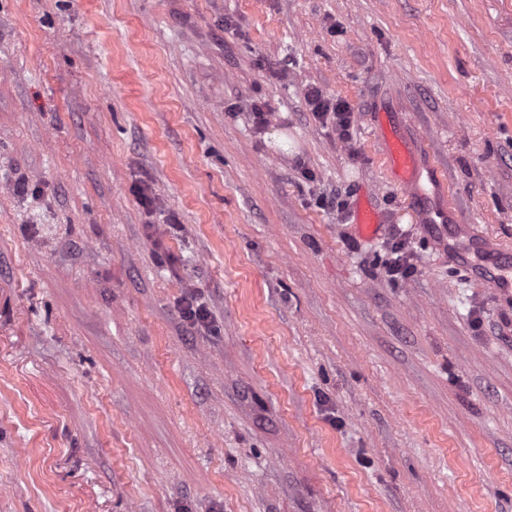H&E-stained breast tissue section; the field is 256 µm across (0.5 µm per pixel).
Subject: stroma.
I'll return each instance as SVG.
<instances>
[{"mask_svg":"<svg viewBox=\"0 0 512 512\" xmlns=\"http://www.w3.org/2000/svg\"><path fill=\"white\" fill-rule=\"evenodd\" d=\"M388 118L512 244V0H0V512H512V305L355 229ZM305 97L320 125L336 131L338 138L345 143L353 140L354 117L346 103L330 99L317 87H308ZM390 248L388 258L381 263L380 267L384 275L391 281H403L414 276L416 266L406 248L405 231L399 225L389 239Z\"/></svg>","mask_w":512,"mask_h":512,"instance_id":"1","label":"stroma"}]
</instances>
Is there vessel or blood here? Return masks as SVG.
<instances>
[{
	"instance_id": "vessel-or-blood-1",
	"label": "vessel or blood",
	"mask_w": 512,
	"mask_h": 512,
	"mask_svg": "<svg viewBox=\"0 0 512 512\" xmlns=\"http://www.w3.org/2000/svg\"><path fill=\"white\" fill-rule=\"evenodd\" d=\"M383 140L390 169L409 200L413 223L422 227L434 246L447 251L470 278L512 301V246L476 227L458 225L444 199L445 177L416 142L389 129L385 130ZM356 224L365 237L376 236L382 229L380 216L371 209L357 210Z\"/></svg>"
}]
</instances>
